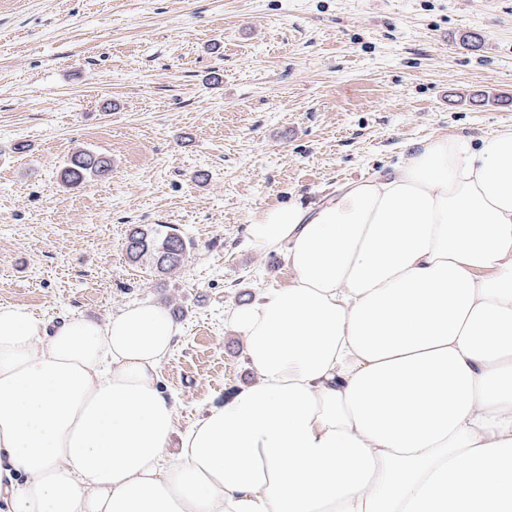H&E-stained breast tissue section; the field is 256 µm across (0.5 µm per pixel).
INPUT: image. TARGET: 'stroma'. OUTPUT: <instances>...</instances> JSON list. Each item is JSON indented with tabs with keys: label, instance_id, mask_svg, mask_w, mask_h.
Listing matches in <instances>:
<instances>
[{
	"label": "stroma",
	"instance_id": "1",
	"mask_svg": "<svg viewBox=\"0 0 512 512\" xmlns=\"http://www.w3.org/2000/svg\"><path fill=\"white\" fill-rule=\"evenodd\" d=\"M502 124L512 0H0V303L54 325L166 307L184 432L253 378L226 309L291 278L246 243L257 209ZM78 150L110 178L63 185ZM155 224L190 242L167 274L125 252Z\"/></svg>",
	"mask_w": 512,
	"mask_h": 512
}]
</instances>
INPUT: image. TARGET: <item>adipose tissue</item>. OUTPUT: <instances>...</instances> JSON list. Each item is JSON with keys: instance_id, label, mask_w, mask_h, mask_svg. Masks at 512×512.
<instances>
[{"instance_id": "ef3b65f1", "label": "adipose tissue", "mask_w": 512, "mask_h": 512, "mask_svg": "<svg viewBox=\"0 0 512 512\" xmlns=\"http://www.w3.org/2000/svg\"><path fill=\"white\" fill-rule=\"evenodd\" d=\"M247 234L291 279L230 311L254 379L180 435L165 308L0 304V512H512V126Z\"/></svg>"}]
</instances>
